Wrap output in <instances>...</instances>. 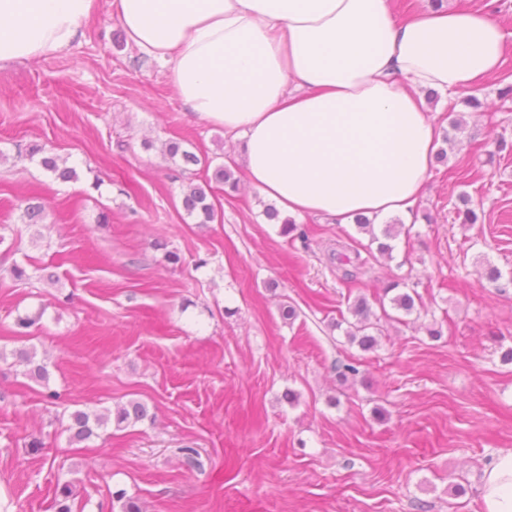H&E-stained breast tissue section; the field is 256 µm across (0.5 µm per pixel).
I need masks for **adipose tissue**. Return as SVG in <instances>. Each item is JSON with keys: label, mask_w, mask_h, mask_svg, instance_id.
I'll return each instance as SVG.
<instances>
[{"label": "adipose tissue", "mask_w": 512, "mask_h": 512, "mask_svg": "<svg viewBox=\"0 0 512 512\" xmlns=\"http://www.w3.org/2000/svg\"><path fill=\"white\" fill-rule=\"evenodd\" d=\"M98 0H0V67L58 53ZM129 42L188 111L239 140L282 216L410 214L432 170L424 91L497 73L512 34L483 9L399 22L392 0H112ZM481 512H512V452L485 466Z\"/></svg>", "instance_id": "1"}]
</instances>
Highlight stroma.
I'll return each mask as SVG.
<instances>
[{
  "label": "stroma",
  "mask_w": 512,
  "mask_h": 512,
  "mask_svg": "<svg viewBox=\"0 0 512 512\" xmlns=\"http://www.w3.org/2000/svg\"><path fill=\"white\" fill-rule=\"evenodd\" d=\"M83 29L57 54L0 68V512H56L64 481L74 512H120L119 492L142 512H481L484 467L512 450V97L499 95L512 47L473 88L481 108L429 104L448 159L392 258L349 284L336 256L367 236L326 217L308 218V241L283 235L233 136L185 108L110 0ZM171 140L242 182L213 184V223L182 207L210 171L170 162ZM45 156L76 179H54ZM464 192L477 223L452 211ZM16 264L45 275L18 283ZM392 277L435 317L382 322L362 350L341 324L348 297L376 301ZM21 350L47 379L28 376ZM348 362L359 372L340 379ZM131 400L147 418L71 441L74 411Z\"/></svg>",
  "instance_id": "obj_1"
}]
</instances>
